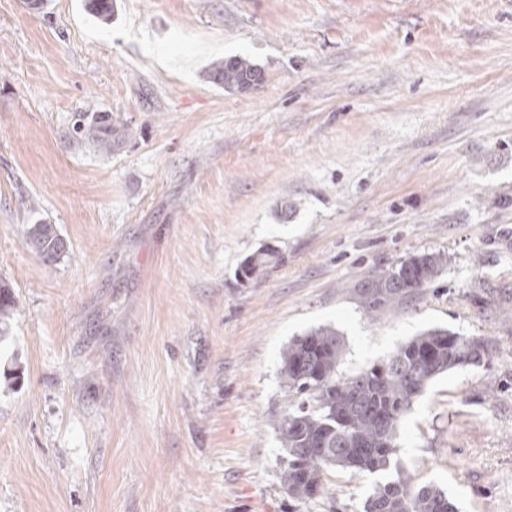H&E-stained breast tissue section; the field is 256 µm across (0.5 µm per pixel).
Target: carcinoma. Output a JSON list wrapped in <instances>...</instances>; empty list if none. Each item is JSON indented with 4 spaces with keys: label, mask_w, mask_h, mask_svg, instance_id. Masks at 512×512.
<instances>
[{
    "label": "carcinoma",
    "mask_w": 512,
    "mask_h": 512,
    "mask_svg": "<svg viewBox=\"0 0 512 512\" xmlns=\"http://www.w3.org/2000/svg\"><path fill=\"white\" fill-rule=\"evenodd\" d=\"M96 18L112 20V0H90ZM262 69L246 57L233 56L209 73L211 82L242 93L263 81ZM69 137L112 152V123L106 112H77ZM26 244L47 260L66 249L53 224L39 222L28 229ZM275 258L261 249L241 266L248 279ZM448 266L441 253L409 255L387 267L372 269L359 291L360 304L371 316L396 311ZM490 341L444 328L424 330L400 343L383 362L346 376L338 371L343 353L339 333L331 326L312 329L288 343L281 355L279 378L288 408L275 421L284 451L283 486L298 504L326 490L327 475L336 469L389 473L364 500L362 512H458L440 489L419 485L397 455L401 419L438 375L478 365L492 353Z\"/></svg>",
    "instance_id": "1"
}]
</instances>
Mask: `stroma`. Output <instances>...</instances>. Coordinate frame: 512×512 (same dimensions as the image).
<instances>
[{"label": "stroma", "instance_id": "obj_1", "mask_svg": "<svg viewBox=\"0 0 512 512\" xmlns=\"http://www.w3.org/2000/svg\"><path fill=\"white\" fill-rule=\"evenodd\" d=\"M236 55L245 94L205 77ZM75 112L111 114V153ZM424 251L443 274L368 316L365 274ZM1 285L0 512H362L380 475L281 482V352L320 326L345 375L432 327L491 339L397 453L512 512V0H0ZM25 242L46 260H56L66 249V243L56 226L47 222L32 224Z\"/></svg>", "mask_w": 512, "mask_h": 512}]
</instances>
